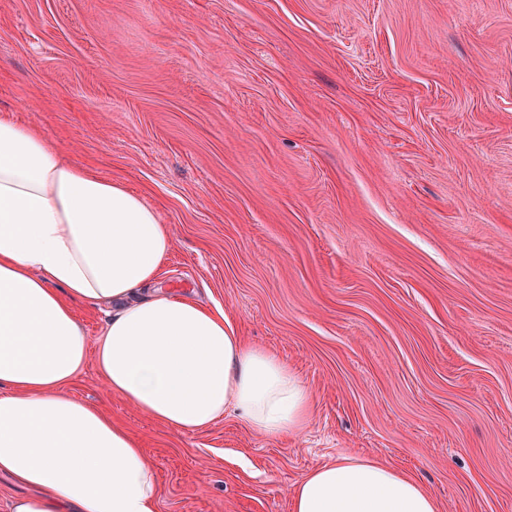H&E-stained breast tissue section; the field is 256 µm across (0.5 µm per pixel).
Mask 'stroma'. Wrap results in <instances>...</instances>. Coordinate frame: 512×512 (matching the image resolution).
I'll return each mask as SVG.
<instances>
[{
    "instance_id": "35a3bbf8",
    "label": "stroma",
    "mask_w": 512,
    "mask_h": 512,
    "mask_svg": "<svg viewBox=\"0 0 512 512\" xmlns=\"http://www.w3.org/2000/svg\"><path fill=\"white\" fill-rule=\"evenodd\" d=\"M0 110L157 210L164 288L307 385L304 431L141 441L158 512H290L342 453L512 512V0H0Z\"/></svg>"
}]
</instances>
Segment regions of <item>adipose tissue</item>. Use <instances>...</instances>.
<instances>
[{
	"mask_svg": "<svg viewBox=\"0 0 512 512\" xmlns=\"http://www.w3.org/2000/svg\"><path fill=\"white\" fill-rule=\"evenodd\" d=\"M170 248L139 195L0 113V474L15 487L0 512H158L139 441L68 391L90 359L113 394L182 432L230 408L265 437L305 428L312 395L276 354L223 309L159 288ZM79 301L110 307L96 343ZM289 498L291 512H439L411 476L351 454L313 466Z\"/></svg>",
	"mask_w": 512,
	"mask_h": 512,
	"instance_id": "1",
	"label": "adipose tissue"
}]
</instances>
